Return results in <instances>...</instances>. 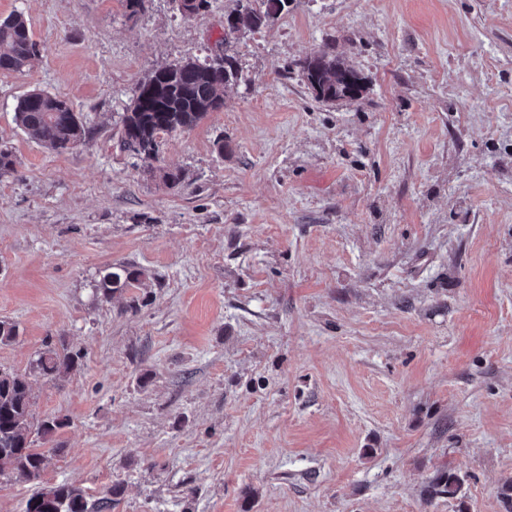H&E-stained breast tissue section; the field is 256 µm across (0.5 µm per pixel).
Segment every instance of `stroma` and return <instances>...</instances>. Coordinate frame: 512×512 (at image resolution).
<instances>
[{"label":"stroma","mask_w":512,"mask_h":512,"mask_svg":"<svg viewBox=\"0 0 512 512\" xmlns=\"http://www.w3.org/2000/svg\"><path fill=\"white\" fill-rule=\"evenodd\" d=\"M234 0H0L41 57L0 74V319L80 371L32 382L68 417L39 484L112 512H504L512 478V0H291L224 39ZM328 50L365 81L315 100ZM229 51L224 106L145 163L118 128L157 69ZM41 89L91 130L56 152L14 121ZM223 153H216V141ZM184 180L166 185L161 173ZM144 270L112 301L96 284ZM138 308H130L131 298ZM462 499L431 498L440 472ZM145 275L141 269L128 265L109 267L100 276L96 288L97 295L109 301L116 294H122L129 288H135Z\"/></svg>","instance_id":"35a3bbf8"}]
</instances>
